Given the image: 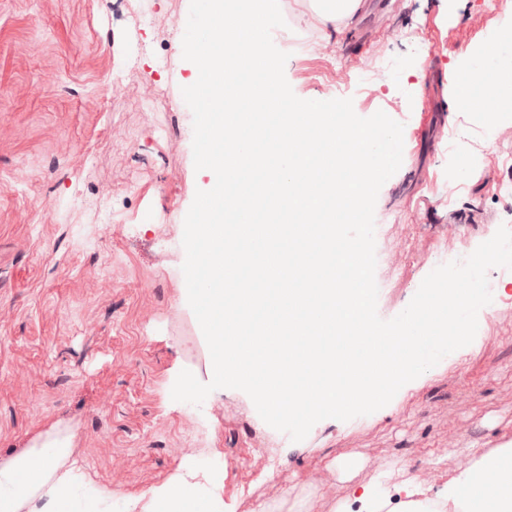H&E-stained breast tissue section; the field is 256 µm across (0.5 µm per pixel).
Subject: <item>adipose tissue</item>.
<instances>
[{
  "mask_svg": "<svg viewBox=\"0 0 512 512\" xmlns=\"http://www.w3.org/2000/svg\"><path fill=\"white\" fill-rule=\"evenodd\" d=\"M71 442L53 434L36 438L32 445L0 460V512H27L42 500L43 512H72L74 481L65 467ZM196 470L153 489L144 512H224L220 500L203 499L195 483ZM397 491L402 499L392 504L390 494L364 485L352 496L359 512H422L418 486L404 483ZM449 512H512V443H506L475 459L449 481L437 498Z\"/></svg>",
  "mask_w": 512,
  "mask_h": 512,
  "instance_id": "adipose-tissue-1",
  "label": "adipose tissue"
}]
</instances>
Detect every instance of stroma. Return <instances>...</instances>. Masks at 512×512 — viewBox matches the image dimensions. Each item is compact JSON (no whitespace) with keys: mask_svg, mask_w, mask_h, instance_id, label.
Returning a JSON list of instances; mask_svg holds the SVG:
<instances>
[{"mask_svg":"<svg viewBox=\"0 0 512 512\" xmlns=\"http://www.w3.org/2000/svg\"><path fill=\"white\" fill-rule=\"evenodd\" d=\"M190 0H0V457L69 436L79 495L135 498L195 462L222 475L226 512H338L351 485L449 479L467 455L512 442V273L489 270L473 342L376 412L325 419L293 442L243 391L173 400L212 360L188 304L184 219L212 177L196 170L193 76L178 41ZM272 40L296 96L348 98L403 123L399 170L375 206L377 312L388 320L437 266L512 225V114L458 95L462 72L512 69L486 0H361L332 24L282 0ZM129 76V87L112 84Z\"/></svg>","mask_w":512,"mask_h":512,"instance_id":"35a3bbf8","label":"stroma"}]
</instances>
